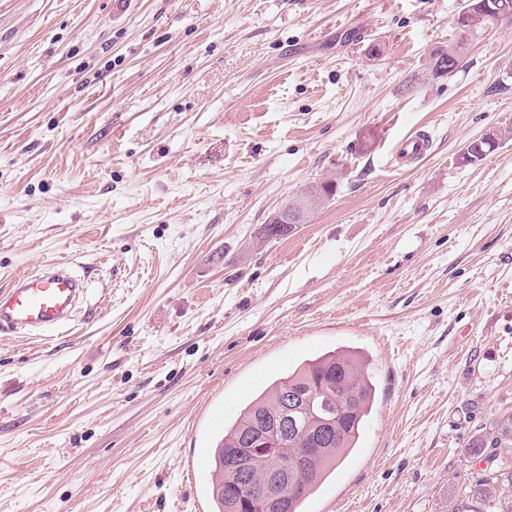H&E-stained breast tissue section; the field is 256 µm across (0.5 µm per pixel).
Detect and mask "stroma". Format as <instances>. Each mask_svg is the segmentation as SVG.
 <instances>
[{
    "label": "stroma",
    "instance_id": "obj_1",
    "mask_svg": "<svg viewBox=\"0 0 512 512\" xmlns=\"http://www.w3.org/2000/svg\"><path fill=\"white\" fill-rule=\"evenodd\" d=\"M461 7L0 0V290L57 262L89 283L70 328L0 336V512H213L189 465L342 349L375 400L302 512H454L512 413V24L464 38ZM417 130L431 152L398 168ZM463 45V42L459 41L456 44L448 45V48L434 49L430 55L428 74L422 75L420 80H436L453 76L463 57ZM498 138L486 136L470 143L462 153L461 159L467 163H475L482 160L487 153L492 152L497 144ZM299 202L297 204L296 209H288V204L283 208L281 212V216L279 217L282 224H286L288 228V232L295 230L298 224H303V219L309 213L314 211V206L319 201L318 198H303L301 200L294 199ZM307 218L304 219V224L306 223ZM496 419L482 436L477 437L473 442L472 453L478 455L483 448H511L512 447V414L506 418Z\"/></svg>",
    "mask_w": 512,
    "mask_h": 512
}]
</instances>
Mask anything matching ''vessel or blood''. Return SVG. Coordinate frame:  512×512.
Here are the masks:
<instances>
[{"label": "vessel or blood", "instance_id": "obj_1", "mask_svg": "<svg viewBox=\"0 0 512 512\" xmlns=\"http://www.w3.org/2000/svg\"><path fill=\"white\" fill-rule=\"evenodd\" d=\"M430 141L419 133L405 139L399 150L400 162L426 156ZM87 291L85 281L70 266L51 263L40 271L20 278L0 291V334L34 332L47 335L73 321Z\"/></svg>", "mask_w": 512, "mask_h": 512}]
</instances>
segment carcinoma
<instances>
[{
	"instance_id": "carcinoma-1",
	"label": "carcinoma",
	"mask_w": 512,
	"mask_h": 512,
	"mask_svg": "<svg viewBox=\"0 0 512 512\" xmlns=\"http://www.w3.org/2000/svg\"><path fill=\"white\" fill-rule=\"evenodd\" d=\"M496 11L493 18L480 17L481 10L456 21L457 29L473 35L478 30L505 21H512V0H494ZM464 41L446 48L439 47L431 52L428 73L421 80H432L453 76L463 57ZM497 138L486 136L470 143L461 159L467 163L482 160L492 152ZM327 384L330 394L326 405L335 417L334 424L327 428L308 425L307 432L318 440L319 455L303 457L300 449L307 445L305 433L283 432L273 428L279 405L285 397L299 396L311 386ZM374 384L368 372V362L352 351L339 350L325 353L295 368L283 378L270 383L240 413L239 418L224 428L222 438L214 450L215 478L212 498L215 512H235L244 497L262 495L266 488L259 477V471L237 475L228 469V453L235 448L252 446L253 434L261 427L271 431L275 441L286 446L288 467L301 470V477L288 491L286 503L268 496V512H301L300 507L311 489L321 478L336 469L342 455L358 442L365 417L371 410L374 399ZM512 447V414L498 418L489 430L472 442V453L478 455L484 448ZM501 469L492 470L481 477L465 497L464 504L457 512H483L481 502L493 497L512 500V474L501 479Z\"/></svg>"
}]
</instances>
